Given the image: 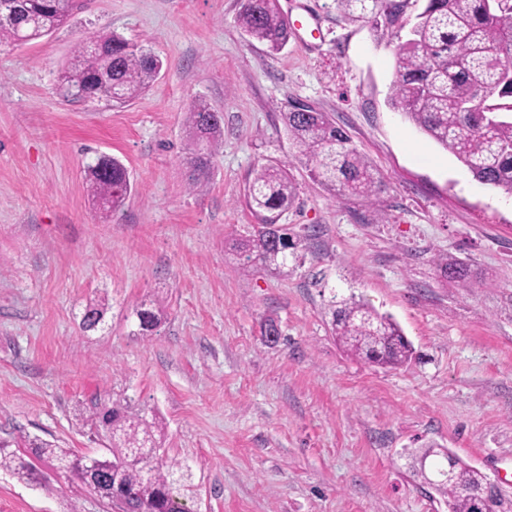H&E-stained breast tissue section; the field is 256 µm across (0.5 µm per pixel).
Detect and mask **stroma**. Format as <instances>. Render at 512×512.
<instances>
[{"label":"stroma","instance_id":"obj_1","mask_svg":"<svg viewBox=\"0 0 512 512\" xmlns=\"http://www.w3.org/2000/svg\"><path fill=\"white\" fill-rule=\"evenodd\" d=\"M278 5L317 28L277 53L239 28L241 0H90L51 35L0 46V445L28 461L29 439L111 457L94 416L120 401L158 413L190 512H448L413 472L425 448L512 500V197L388 103L425 0L392 24L334 0ZM108 32L151 49L158 79L128 106L63 100L60 69ZM199 99L224 138L196 180L186 114ZM290 99L350 135L379 201L332 198L309 177L280 120ZM103 155L132 183L108 214L85 175ZM270 162L293 178L279 221L303 240L284 276L224 249L255 224L246 188ZM442 260L467 265L470 285L443 278ZM342 300L393 317L411 361L348 353L331 330ZM91 304L104 320L86 330ZM141 307L156 330H140ZM38 468L42 487L0 469V512H120L74 473Z\"/></svg>","mask_w":512,"mask_h":512}]
</instances>
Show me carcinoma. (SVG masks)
I'll use <instances>...</instances> for the list:
<instances>
[{
  "label": "carcinoma",
  "mask_w": 512,
  "mask_h": 512,
  "mask_svg": "<svg viewBox=\"0 0 512 512\" xmlns=\"http://www.w3.org/2000/svg\"><path fill=\"white\" fill-rule=\"evenodd\" d=\"M16 5L18 21L31 32L28 21L42 20L53 31L88 0H0ZM372 8H367V5ZM384 0H336L337 8L358 18L366 10L377 13ZM239 25L269 51L282 50L292 27L277 0H241ZM396 80L390 104L404 113L423 132L454 155L483 185L512 196V84L502 78L512 66V0H502L489 12L487 0H426L406 40L397 45ZM162 61L150 50L134 45L115 33L82 42L73 61L60 70L63 95L81 88L89 99H106L125 105L137 99L159 75ZM298 112L285 104L281 119L288 137L305 159L310 175L333 195L375 201L384 191L381 177L369 160L313 105ZM191 141L189 163L193 177L208 176L215 149L221 144L222 120L202 100L194 102L187 117ZM92 196L105 211L119 210L130 193L127 169L112 159V172L104 177L97 166L88 167ZM296 187L285 166L264 164L253 170L247 201L258 223L248 235L232 240L243 266L260 265L278 275L288 274V257L302 247V240L288 232L285 250L271 238L269 226L292 205ZM332 332L348 350L373 364L397 368L408 363L412 347L398 324L387 315L356 302L332 310ZM99 426L111 433L118 451L104 466L121 468V479L112 485L110 499L127 512H188L174 491L170 471L154 462L158 449L155 433L162 430L157 416H130L116 404L97 415ZM36 458L51 461L59 469L86 477L78 457L46 442L30 444ZM0 468L18 478L37 481V473L24 459L0 449ZM445 467H436L433 489L446 498L448 512H473V496L485 476L460 458L450 478Z\"/></svg>",
  "instance_id": "obj_1"
}]
</instances>
